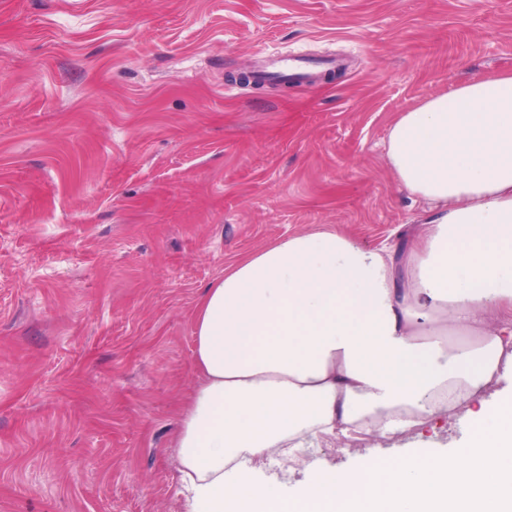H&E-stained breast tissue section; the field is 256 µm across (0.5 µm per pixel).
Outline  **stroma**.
<instances>
[{
	"mask_svg": "<svg viewBox=\"0 0 512 512\" xmlns=\"http://www.w3.org/2000/svg\"><path fill=\"white\" fill-rule=\"evenodd\" d=\"M271 53L336 67L236 81ZM511 70L512 0H0V512H187L203 289L293 233H422L393 121ZM479 408L259 467L291 498L319 467L447 450Z\"/></svg>",
	"mask_w": 512,
	"mask_h": 512,
	"instance_id": "1",
	"label": "stroma"
}]
</instances>
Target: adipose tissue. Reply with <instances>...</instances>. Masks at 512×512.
I'll return each instance as SVG.
<instances>
[{
  "instance_id": "obj_1",
  "label": "adipose tissue",
  "mask_w": 512,
  "mask_h": 512,
  "mask_svg": "<svg viewBox=\"0 0 512 512\" xmlns=\"http://www.w3.org/2000/svg\"><path fill=\"white\" fill-rule=\"evenodd\" d=\"M386 159L426 235L295 233L203 290L174 442L189 512H512V71L401 113ZM452 392L482 403L449 452L319 468L291 501L256 477L280 449L406 433Z\"/></svg>"
}]
</instances>
